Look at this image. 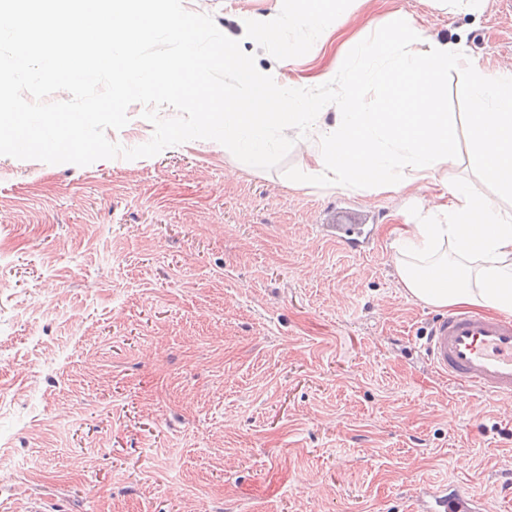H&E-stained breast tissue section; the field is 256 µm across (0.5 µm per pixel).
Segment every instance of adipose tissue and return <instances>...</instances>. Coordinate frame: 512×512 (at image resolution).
<instances>
[{
    "mask_svg": "<svg viewBox=\"0 0 512 512\" xmlns=\"http://www.w3.org/2000/svg\"><path fill=\"white\" fill-rule=\"evenodd\" d=\"M438 198L428 220L394 232L402 286L436 308L512 316V208L466 179L443 184Z\"/></svg>",
    "mask_w": 512,
    "mask_h": 512,
    "instance_id": "adipose-tissue-1",
    "label": "adipose tissue"
}]
</instances>
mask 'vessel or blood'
I'll return each instance as SVG.
<instances>
[{"label":"vessel or blood","mask_w":512,"mask_h":512,"mask_svg":"<svg viewBox=\"0 0 512 512\" xmlns=\"http://www.w3.org/2000/svg\"><path fill=\"white\" fill-rule=\"evenodd\" d=\"M336 230L358 249L371 240L356 215L343 216ZM424 349L437 374L462 391L512 399V318L459 310L429 327ZM412 512H482L480 500L454 486L416 489Z\"/></svg>","instance_id":"obj_1"}]
</instances>
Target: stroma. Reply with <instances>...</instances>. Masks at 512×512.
<instances>
[{"label":"stroma","instance_id":"obj_1","mask_svg":"<svg viewBox=\"0 0 512 512\" xmlns=\"http://www.w3.org/2000/svg\"><path fill=\"white\" fill-rule=\"evenodd\" d=\"M219 30L282 0H182ZM411 17L512 68V5L356 0L307 55L242 42L275 80L341 65L371 28ZM311 160L249 166L212 140L87 166L0 155V512H410L455 484L512 512V401L432 369L441 309L409 298L394 228L432 191L319 189ZM362 211L363 255L331 222ZM28 460L16 477L12 462Z\"/></svg>","mask_w":512,"mask_h":512}]
</instances>
